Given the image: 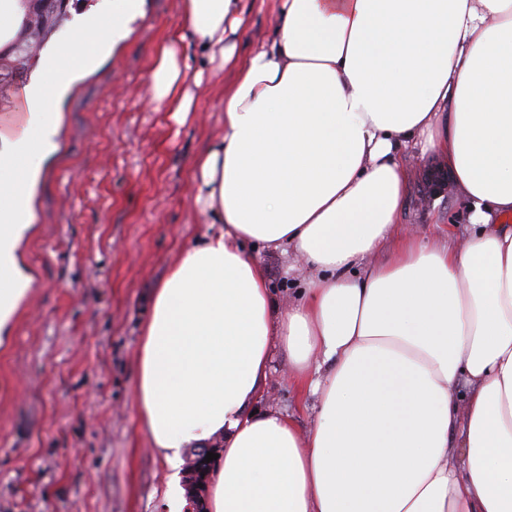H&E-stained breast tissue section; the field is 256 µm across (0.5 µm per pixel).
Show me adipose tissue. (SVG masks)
<instances>
[{
    "label": "adipose tissue",
    "mask_w": 512,
    "mask_h": 512,
    "mask_svg": "<svg viewBox=\"0 0 512 512\" xmlns=\"http://www.w3.org/2000/svg\"><path fill=\"white\" fill-rule=\"evenodd\" d=\"M31 0H0V51ZM245 0H180L156 50L153 101L185 123L192 66L229 71L224 124L191 169L217 232L185 248L142 329L135 401L178 468L223 441L208 512H512V0H279L247 54ZM145 0H96L45 43L25 132H0V294L72 85L126 39ZM78 58L68 68L62 53ZM437 157L469 226L423 240L397 217L404 153ZM302 258L280 307L244 242ZM314 400L301 430L265 408L275 353Z\"/></svg>",
    "instance_id": "ef3b65f1"
}]
</instances>
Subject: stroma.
<instances>
[{"label":"stroma","instance_id":"stroma-1","mask_svg":"<svg viewBox=\"0 0 512 512\" xmlns=\"http://www.w3.org/2000/svg\"><path fill=\"white\" fill-rule=\"evenodd\" d=\"M179 0H146L130 36L80 78L58 112V147L34 192L21 245L32 278L0 340V512H164L168 467L151 449L134 401L141 327L178 254L213 232L190 169L224 121L229 73L197 91L176 125L150 95L154 50ZM434 157L411 168L401 222L419 236L464 224L469 201L432 188ZM280 305L305 274L256 246ZM277 359L266 407L314 422Z\"/></svg>","mask_w":512,"mask_h":512}]
</instances>
